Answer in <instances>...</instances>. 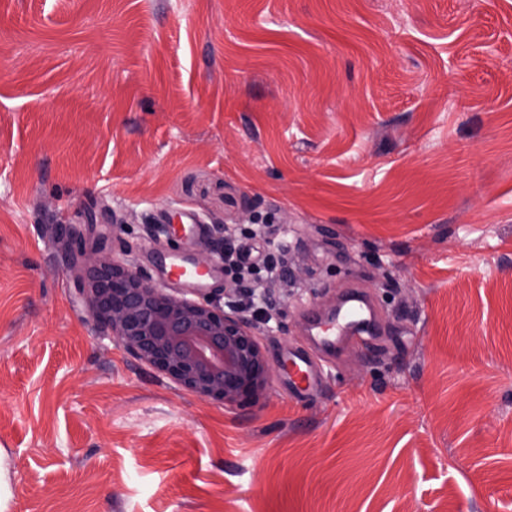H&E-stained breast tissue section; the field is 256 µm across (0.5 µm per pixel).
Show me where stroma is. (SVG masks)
I'll return each mask as SVG.
<instances>
[{
    "label": "stroma",
    "instance_id": "35a3bbf8",
    "mask_svg": "<svg viewBox=\"0 0 512 512\" xmlns=\"http://www.w3.org/2000/svg\"><path fill=\"white\" fill-rule=\"evenodd\" d=\"M184 210L287 232L271 367L353 284L381 336L187 391L57 235L155 277ZM0 464L7 512H512V0H0ZM289 371L280 385L286 386L288 394L296 398L313 396L324 385L326 371L318 357L302 348L288 347Z\"/></svg>",
    "mask_w": 512,
    "mask_h": 512
}]
</instances>
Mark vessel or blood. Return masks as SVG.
I'll list each match as a JSON object with an SVG mask.
<instances>
[{"label": "vessel or blood", "mask_w": 512, "mask_h": 512, "mask_svg": "<svg viewBox=\"0 0 512 512\" xmlns=\"http://www.w3.org/2000/svg\"><path fill=\"white\" fill-rule=\"evenodd\" d=\"M165 281L190 293L205 292L221 274L220 268L213 267L204 272L192 271L186 255L170 257L163 266ZM308 333L315 346L314 351L288 348L289 370L281 380L289 395L308 398L319 391L326 379L324 360L336 357L339 343L361 336L378 333V320L371 301L367 296L351 293L336 310L321 315L309 313Z\"/></svg>", "instance_id": "vessel-or-blood-1"}]
</instances>
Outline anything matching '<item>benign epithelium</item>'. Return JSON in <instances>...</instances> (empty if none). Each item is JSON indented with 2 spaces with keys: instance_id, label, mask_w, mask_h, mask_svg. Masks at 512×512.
<instances>
[{
  "instance_id": "7a95c632",
  "label": "benign epithelium",
  "mask_w": 512,
  "mask_h": 512,
  "mask_svg": "<svg viewBox=\"0 0 512 512\" xmlns=\"http://www.w3.org/2000/svg\"><path fill=\"white\" fill-rule=\"evenodd\" d=\"M59 238L77 246L89 263L83 291L91 309L130 353L186 390L226 406L251 405L265 396L271 366L247 319L224 312L208 294L167 293L141 270L112 260L102 245L86 250L71 224L59 227ZM223 249L220 236L193 265L209 268Z\"/></svg>"
}]
</instances>
